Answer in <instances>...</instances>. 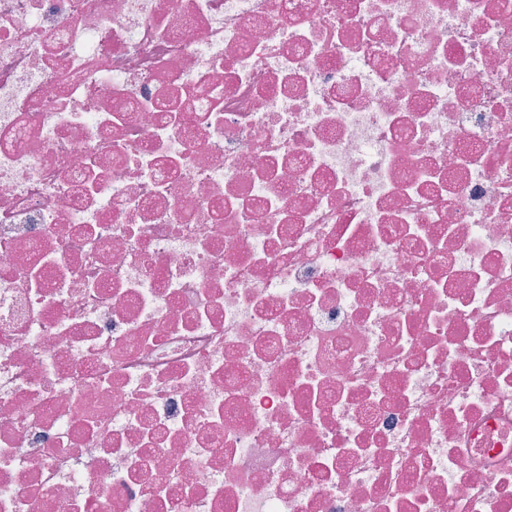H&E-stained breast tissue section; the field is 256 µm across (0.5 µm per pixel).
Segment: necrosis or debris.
<instances>
[{
    "mask_svg": "<svg viewBox=\"0 0 512 512\" xmlns=\"http://www.w3.org/2000/svg\"><path fill=\"white\" fill-rule=\"evenodd\" d=\"M0 512H512V0H0Z\"/></svg>",
    "mask_w": 512,
    "mask_h": 512,
    "instance_id": "1",
    "label": "necrosis or debris"
}]
</instances>
